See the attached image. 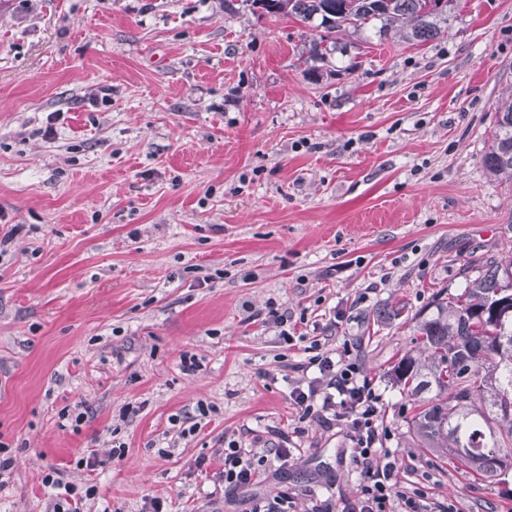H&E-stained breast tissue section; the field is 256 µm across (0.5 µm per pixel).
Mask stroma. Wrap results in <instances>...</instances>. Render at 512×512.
I'll return each instance as SVG.
<instances>
[{
	"label": "stroma",
	"instance_id": "35a3bbf8",
	"mask_svg": "<svg viewBox=\"0 0 512 512\" xmlns=\"http://www.w3.org/2000/svg\"><path fill=\"white\" fill-rule=\"evenodd\" d=\"M314 37L241 0H0V233L25 227L0 257V512H54L51 472L95 487L84 512H249L285 489L297 512H340L351 433L288 396L316 374L312 335L373 379L404 486L512 512L415 447L390 375L416 314L512 249V184L480 163L512 86V0H460L421 44L356 33L318 61ZM233 440L293 458L228 491Z\"/></svg>",
	"mask_w": 512,
	"mask_h": 512
}]
</instances>
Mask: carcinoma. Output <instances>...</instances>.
<instances>
[{
	"label": "carcinoma",
	"instance_id": "cac0c4a2",
	"mask_svg": "<svg viewBox=\"0 0 512 512\" xmlns=\"http://www.w3.org/2000/svg\"><path fill=\"white\" fill-rule=\"evenodd\" d=\"M270 3L267 14L321 30L309 57L323 60L348 33L375 29L379 37L425 42L448 33L457 0H249ZM496 132L481 165L495 179L512 181V88L495 109ZM417 317L416 352L390 369L418 401L409 432L419 448L452 457L504 487L508 473L487 457L512 456V254L483 259L463 292L435 302ZM431 397H425L427 393Z\"/></svg>",
	"mask_w": 512,
	"mask_h": 512
}]
</instances>
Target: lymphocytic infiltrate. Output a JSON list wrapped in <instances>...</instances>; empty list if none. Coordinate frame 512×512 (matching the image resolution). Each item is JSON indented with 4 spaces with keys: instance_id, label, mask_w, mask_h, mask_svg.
<instances>
[{
    "instance_id": "lymphocytic-infiltrate-1",
    "label": "lymphocytic infiltrate",
    "mask_w": 512,
    "mask_h": 512,
    "mask_svg": "<svg viewBox=\"0 0 512 512\" xmlns=\"http://www.w3.org/2000/svg\"><path fill=\"white\" fill-rule=\"evenodd\" d=\"M309 349L307 365L316 368L317 375L307 385H294L289 397L302 418H344L349 422L363 479L355 495L344 500L342 512H455L452 505L436 504L423 494L403 491L397 460L384 446L387 430L380 422L382 398L358 364L322 351L316 339ZM266 461L237 442H229L224 450L225 487H250Z\"/></svg>"
}]
</instances>
